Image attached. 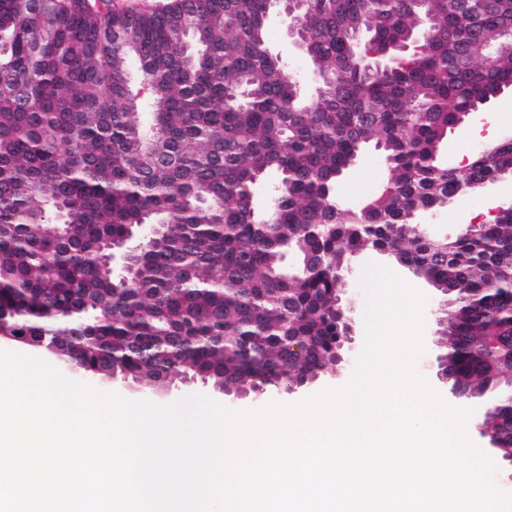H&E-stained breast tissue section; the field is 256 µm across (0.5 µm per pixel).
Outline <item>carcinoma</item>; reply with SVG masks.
Segmentation results:
<instances>
[{
  "instance_id": "carcinoma-1",
  "label": "carcinoma",
  "mask_w": 512,
  "mask_h": 512,
  "mask_svg": "<svg viewBox=\"0 0 512 512\" xmlns=\"http://www.w3.org/2000/svg\"><path fill=\"white\" fill-rule=\"evenodd\" d=\"M274 16L176 0L129 16L132 46L84 0H0V321L101 379L283 384L336 364L342 275L370 247L453 289L452 384H511L512 210L448 240L417 218L512 171L511 140L464 169L440 157L512 88V0L479 37L451 0H308L297 39L323 76L308 102L267 47ZM371 144L389 179L349 209L339 188ZM110 242L130 270L102 261ZM486 427L512 455V402Z\"/></svg>"
}]
</instances>
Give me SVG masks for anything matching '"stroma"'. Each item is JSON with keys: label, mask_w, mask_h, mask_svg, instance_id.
Returning a JSON list of instances; mask_svg holds the SVG:
<instances>
[{"label": "stroma", "mask_w": 512, "mask_h": 512, "mask_svg": "<svg viewBox=\"0 0 512 512\" xmlns=\"http://www.w3.org/2000/svg\"><path fill=\"white\" fill-rule=\"evenodd\" d=\"M270 49L281 55L289 68L298 76L300 89L306 96H313L315 85L311 82L312 65L303 54L294 51L288 44V38L280 23H272L268 30ZM502 141L512 138V90L508 89L485 111L472 115L467 122L449 132L442 146V159L448 166L462 167L468 158L474 157V147L486 143L487 139ZM388 178V167L383 156L376 150H368L363 157L350 167L345 183L344 199L349 205H356L378 193ZM512 202V176L503 175L494 184L480 194L479 204L470 199H462L448 209L424 216L432 234L437 236H455L461 225L482 224L488 222L495 208ZM412 286L428 298L424 310L422 331L423 351L415 362L417 372L431 388H438L437 357L446 353V336L436 321L435 312L444 304V299L420 279H412ZM101 393H116L132 400L147 399L159 404L173 402L181 397L202 393L214 401L233 410L250 409L249 401H240L213 391L211 384L197 380L191 383L174 378L170 389L139 391L136 383L120 379L97 387Z\"/></svg>", "instance_id": "obj_1"}]
</instances>
